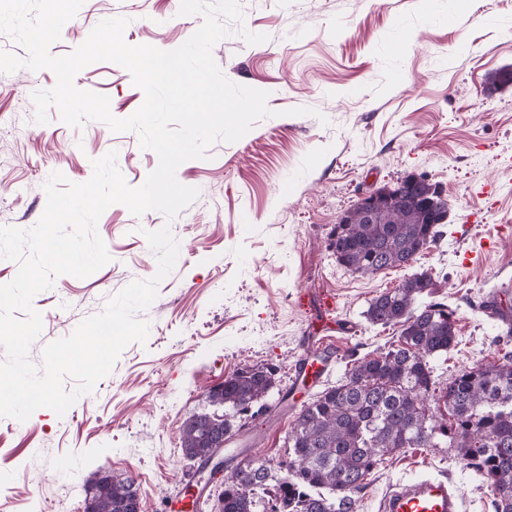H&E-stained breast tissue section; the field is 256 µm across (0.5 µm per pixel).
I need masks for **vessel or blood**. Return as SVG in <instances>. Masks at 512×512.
I'll list each match as a JSON object with an SVG mask.
<instances>
[{
	"mask_svg": "<svg viewBox=\"0 0 512 512\" xmlns=\"http://www.w3.org/2000/svg\"><path fill=\"white\" fill-rule=\"evenodd\" d=\"M459 489L445 479L403 482L385 496L381 512H462Z\"/></svg>",
	"mask_w": 512,
	"mask_h": 512,
	"instance_id": "b4317fda",
	"label": "vessel or blood"
}]
</instances>
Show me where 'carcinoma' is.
Returning a JSON list of instances; mask_svg holds the SVG:
<instances>
[{
	"mask_svg": "<svg viewBox=\"0 0 512 512\" xmlns=\"http://www.w3.org/2000/svg\"><path fill=\"white\" fill-rule=\"evenodd\" d=\"M411 207L403 224L335 225L330 248L351 273L406 267L444 235L421 223ZM436 283L414 273L374 297L366 311L373 325H401L397 347L355 358L344 377L303 405L288 432L291 455L268 474L232 471L220 494V512H356L371 472L404 448H455L465 465L491 488L494 512H512V355L477 364L435 388L431 361L457 338L453 311L431 299ZM427 296L430 301L418 303ZM273 371L245 367L209 397L223 418L204 413L180 435L182 452L205 456L219 432H229L246 404L267 407ZM275 484V501L261 491ZM94 512H118L139 502L130 475L90 481Z\"/></svg>",
	"mask_w": 512,
	"mask_h": 512,
	"instance_id": "carcinoma-1",
	"label": "carcinoma"
}]
</instances>
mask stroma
Returning a JSON list of instances; mask_svg holds the SVG:
<instances>
[{"label":"stroma","mask_w":512,"mask_h":512,"mask_svg":"<svg viewBox=\"0 0 512 512\" xmlns=\"http://www.w3.org/2000/svg\"><path fill=\"white\" fill-rule=\"evenodd\" d=\"M239 4L243 26L267 40L250 45L233 33L213 58L229 80L268 92L274 115L180 165L178 181L200 195L173 222L108 207L97 231L109 262L83 279L57 277L35 296L43 327L29 358L39 366L47 344L155 274L146 232L167 224L179 243L174 270L139 314L150 324L146 343L129 344L64 416L41 408L24 422L0 417V512H85L87 485L105 468L134 477L142 512H192L190 480L215 486L222 478L184 458L180 428L210 412L206 391L244 367L273 370L269 399L281 415L238 418L231 445L274 465L287 459V433L316 389L286 399L295 362L326 353L324 388L342 378L351 355L397 347L400 325L371 324L365 312L414 273L432 276L458 328L433 363L439 385L512 353L500 340L505 326L483 308L492 298L512 307V86L487 85L491 72L512 67V0ZM178 8L179 0H85L50 52H71L114 17L129 20L126 43L175 49L202 22ZM55 82L48 69L0 73V226L36 224L53 172L86 182L92 160L113 150L137 187L158 163L136 132L100 121L76 129L54 108L48 123L35 122L31 94ZM75 84L108 95L118 118L144 100L130 73L110 62L85 67ZM413 174L448 199L438 245L372 277L339 266L329 244L340 215L359 194ZM443 476L459 485L466 512H493L488 485L448 447L388 457L359 494L358 512H380L395 482Z\"/></svg>","instance_id":"obj_1"}]
</instances>
